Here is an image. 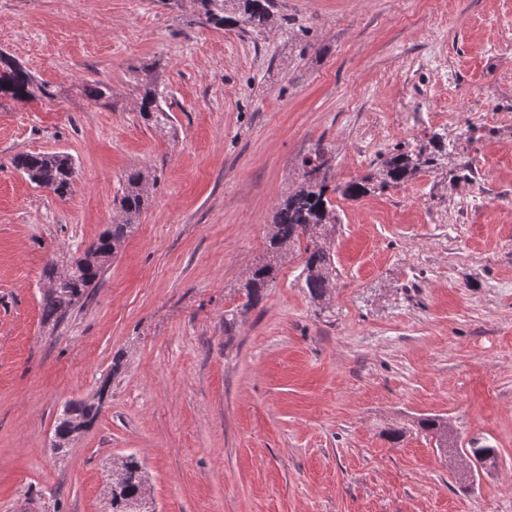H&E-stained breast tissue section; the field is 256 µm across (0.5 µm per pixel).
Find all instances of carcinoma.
Returning a JSON list of instances; mask_svg holds the SVG:
<instances>
[{"label":"carcinoma","mask_w":512,"mask_h":512,"mask_svg":"<svg viewBox=\"0 0 512 512\" xmlns=\"http://www.w3.org/2000/svg\"><path fill=\"white\" fill-rule=\"evenodd\" d=\"M207 20L214 25L238 27L244 32L260 33L274 27L273 0H198ZM0 94L25 101L32 96L33 80L21 66L7 57L0 56ZM84 95L93 101H107L110 88L98 81L82 86ZM161 93L156 88H147L141 97L139 112L155 124L165 123L167 112L160 104ZM448 155V141L442 134H435L429 146L416 152L401 149L391 153L383 161V169L375 177L365 176L334 188H329L324 167V151L318 149L304 162L303 182L299 189L291 192L279 204L271 226L269 248L273 256L284 253L295 243L306 240L303 273L305 288L310 297L323 301L335 288L330 253L320 243L322 227L336 221L327 192L333 190L344 198L356 200L371 190L385 191L407 182L417 171L441 165ZM15 168L40 188H46L60 198L69 195L73 182V164L69 156L62 153H24L14 157ZM148 176L134 171L127 176V186L120 200L121 220L106 229L85 250L78 260L79 272L72 278L63 279L56 274L55 264H47L44 274L51 280V287L43 294L41 311L46 322H57L73 307L80 304L103 274L104 268L118 252L121 244L135 234L138 217L145 204ZM274 264L267 262L255 267L244 285L246 302L242 311L255 306L262 291L273 280ZM100 412V405L85 401H67L60 410L54 428L51 451L63 454L75 440L72 433L88 430ZM418 427L432 440L443 456L448 452H463L472 457L474 466L483 467L495 461L497 449L473 441L470 447L460 449L457 440L448 430V421L439 417H427L418 421ZM147 479L138 458L126 456L123 470L112 493V512H147Z\"/></svg>","instance_id":"obj_1"}]
</instances>
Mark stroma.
I'll list each match as a JSON object with an SVG mask.
<instances>
[{"label": "stroma", "instance_id": "1", "mask_svg": "<svg viewBox=\"0 0 512 512\" xmlns=\"http://www.w3.org/2000/svg\"><path fill=\"white\" fill-rule=\"evenodd\" d=\"M275 10L256 34L197 0H0V55L34 81L0 96V512H110L105 469L130 454L155 512H512V0ZM148 84L166 126L137 108ZM437 133L441 168L333 197L336 285L315 306L303 247L268 250L304 160L324 148L335 186ZM22 152L69 155L71 194L29 182ZM134 170L151 181L137 232L43 324L46 264L118 220ZM95 399L52 454L64 403ZM431 415L494 464L464 478L417 429ZM274 269V264L267 262L256 266L251 271V275L243 288L246 302L243 303L240 314H245L249 308L254 307L259 302L262 291L268 286L269 282L273 280Z\"/></svg>", "mask_w": 512, "mask_h": 512}]
</instances>
